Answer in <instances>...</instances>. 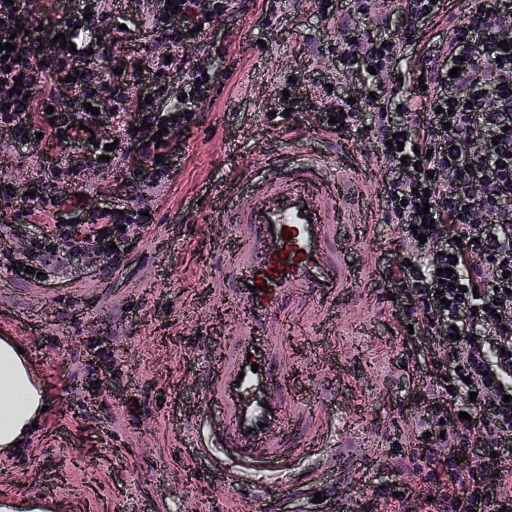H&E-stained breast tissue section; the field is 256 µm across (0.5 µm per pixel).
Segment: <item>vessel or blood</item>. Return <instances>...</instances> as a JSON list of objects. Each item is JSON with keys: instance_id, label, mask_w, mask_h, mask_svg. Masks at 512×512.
I'll return each mask as SVG.
<instances>
[{"instance_id": "vessel-or-blood-1", "label": "vessel or blood", "mask_w": 512, "mask_h": 512, "mask_svg": "<svg viewBox=\"0 0 512 512\" xmlns=\"http://www.w3.org/2000/svg\"><path fill=\"white\" fill-rule=\"evenodd\" d=\"M341 154L338 148L303 156L270 150L261 179L240 173L213 205L225 223L250 235L248 243L224 246V292L241 316L202 392L223 409L212 439L223 444L224 461L213 474L233 495L259 500L265 512L325 484L323 473L298 464L321 448L327 420L312 413L293 368L282 364L292 346L281 321L307 303L334 312L351 289L370 285L351 262L365 236L350 219ZM239 193L248 196L246 206L235 204ZM263 469L274 470L275 480L256 481Z\"/></svg>"}]
</instances>
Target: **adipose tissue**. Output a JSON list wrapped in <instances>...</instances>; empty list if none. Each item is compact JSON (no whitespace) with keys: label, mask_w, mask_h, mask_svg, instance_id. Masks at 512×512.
<instances>
[{"label":"adipose tissue","mask_w":512,"mask_h":512,"mask_svg":"<svg viewBox=\"0 0 512 512\" xmlns=\"http://www.w3.org/2000/svg\"><path fill=\"white\" fill-rule=\"evenodd\" d=\"M47 393L34 374L27 355L18 353L17 343L0 338V452L25 439L41 416Z\"/></svg>","instance_id":"obj_1"}]
</instances>
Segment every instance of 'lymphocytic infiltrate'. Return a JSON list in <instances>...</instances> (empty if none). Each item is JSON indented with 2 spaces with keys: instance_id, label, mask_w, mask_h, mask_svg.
Masks as SVG:
<instances>
[{
  "instance_id": "f902f5d3",
  "label": "lymphocytic infiltrate",
  "mask_w": 512,
  "mask_h": 512,
  "mask_svg": "<svg viewBox=\"0 0 512 512\" xmlns=\"http://www.w3.org/2000/svg\"><path fill=\"white\" fill-rule=\"evenodd\" d=\"M132 4L151 33L141 69L127 66L117 40L92 39L120 23L105 0H64L54 21L32 0H0V43L16 47L15 56L0 59V131L16 142L38 135L64 151L0 184V206L52 218L29 240L15 272L64 278L77 258L105 252L120 263V244L141 239L151 222L143 214L147 194L164 188L182 165L176 139L212 101L208 60L231 40L214 37L208 14L231 19L257 5L271 18L283 0ZM315 4L335 26L337 81L355 78L378 90L352 101L320 83L311 110L322 134L346 140L355 133L377 150L378 204L398 233L397 260L385 271L379 298L390 301L399 326H413L406 355L424 362L416 376L414 439L377 461L392 470L426 465L422 485L375 490L360 512H375L379 499L395 500L397 512H512V48L499 46L512 38V0H461L464 22L442 40L433 32L448 14L447 0H401L410 23L384 40L357 34L335 0ZM60 33L68 48L55 43ZM411 47L420 50L415 83L381 87L380 76L394 75ZM18 80L21 95L13 91ZM139 86L150 102L134 98ZM105 123L114 129L109 152L104 138H89ZM145 123L160 131V145L150 144ZM399 132L403 148L389 147ZM130 154L149 166L116 170ZM112 170L124 182L112 211L92 208L84 221H69L59 184L81 194L87 173ZM429 218L434 225L419 242L414 229ZM448 267L452 285L440 280ZM398 283L406 288L400 296L392 291ZM467 390L475 401H463Z\"/></svg>"
}]
</instances>
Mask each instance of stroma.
<instances>
[{
    "instance_id": "1",
    "label": "stroma",
    "mask_w": 512,
    "mask_h": 512,
    "mask_svg": "<svg viewBox=\"0 0 512 512\" xmlns=\"http://www.w3.org/2000/svg\"><path fill=\"white\" fill-rule=\"evenodd\" d=\"M260 8L237 19L227 54L212 55L213 100L197 126L180 135L185 159L164 191L149 196L152 225L121 269L105 255L75 263L64 279L34 284L0 269V336L27 350L44 386L48 409L20 447L0 454V500L43 498L58 512H260L257 502L227 494L209 468L223 461L211 431L222 418L201 388L231 336L225 312L224 243L236 229L209 214L210 193L240 166L260 168L267 144L288 146L286 122L299 125L303 144L319 135L311 113L267 117L284 75L300 72L297 95L313 100V79L332 78L336 55L316 59L307 36L333 32L310 0H291L277 31L265 29ZM354 222L368 241L354 261L381 273L394 262L393 225L361 206ZM339 321L306 305L293 337L296 376L329 421L325 451L342 440L361 467H328L324 453L302 460L325 470L320 498L284 504L282 512H358L363 497L382 486H413V469L381 471L395 426L418 402L415 377L401 363L406 335L387 304L351 296ZM342 392L321 403L326 384ZM210 453L194 458L193 450Z\"/></svg>"
}]
</instances>
